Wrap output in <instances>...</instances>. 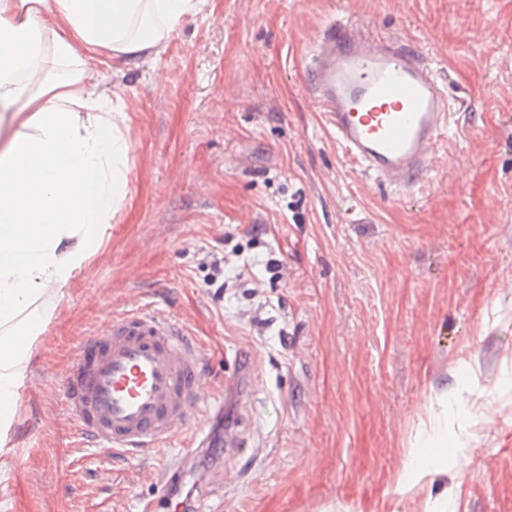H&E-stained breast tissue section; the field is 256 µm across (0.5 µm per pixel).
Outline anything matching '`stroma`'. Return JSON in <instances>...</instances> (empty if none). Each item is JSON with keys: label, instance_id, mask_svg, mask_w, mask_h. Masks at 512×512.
Wrapping results in <instances>:
<instances>
[{"label": "stroma", "instance_id": "1", "mask_svg": "<svg viewBox=\"0 0 512 512\" xmlns=\"http://www.w3.org/2000/svg\"><path fill=\"white\" fill-rule=\"evenodd\" d=\"M332 20L424 55L459 112L403 193L344 157L305 90ZM98 72L126 115L128 193L34 304L5 512H181L196 483L210 512H512V0H206L159 53ZM145 305L205 353L195 423L153 455L78 452L76 338ZM442 392L447 447L408 454ZM229 429L232 452L165 488L182 449Z\"/></svg>", "mask_w": 512, "mask_h": 512}]
</instances>
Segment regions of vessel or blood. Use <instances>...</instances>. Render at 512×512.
Here are the masks:
<instances>
[{"instance_id": "vessel-or-blood-1", "label": "vessel or blood", "mask_w": 512, "mask_h": 512, "mask_svg": "<svg viewBox=\"0 0 512 512\" xmlns=\"http://www.w3.org/2000/svg\"><path fill=\"white\" fill-rule=\"evenodd\" d=\"M306 72L308 93L365 175L400 192L428 171L453 112L421 55L333 21L308 52ZM203 365L187 329L145 306L78 337L64 405L81 437L101 450L154 453L189 425Z\"/></svg>"}]
</instances>
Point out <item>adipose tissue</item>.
<instances>
[{
    "label": "adipose tissue",
    "mask_w": 512,
    "mask_h": 512,
    "mask_svg": "<svg viewBox=\"0 0 512 512\" xmlns=\"http://www.w3.org/2000/svg\"><path fill=\"white\" fill-rule=\"evenodd\" d=\"M204 0H0V447L44 322L35 301L60 291L103 243L127 194L129 141L97 95L93 63L159 52Z\"/></svg>",
    "instance_id": "1"
}]
</instances>
